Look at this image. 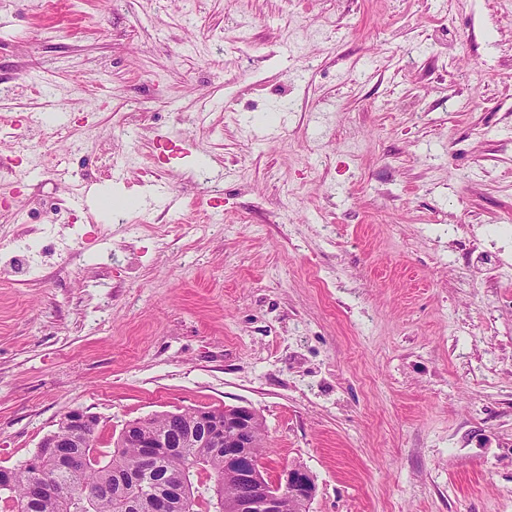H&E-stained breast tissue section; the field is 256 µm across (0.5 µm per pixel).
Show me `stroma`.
Listing matches in <instances>:
<instances>
[{
    "mask_svg": "<svg viewBox=\"0 0 512 512\" xmlns=\"http://www.w3.org/2000/svg\"><path fill=\"white\" fill-rule=\"evenodd\" d=\"M45 224L0 466L74 409L106 448L247 405L309 512H512V0H0V263Z\"/></svg>",
    "mask_w": 512,
    "mask_h": 512,
    "instance_id": "35a3bbf8",
    "label": "stroma"
}]
</instances>
